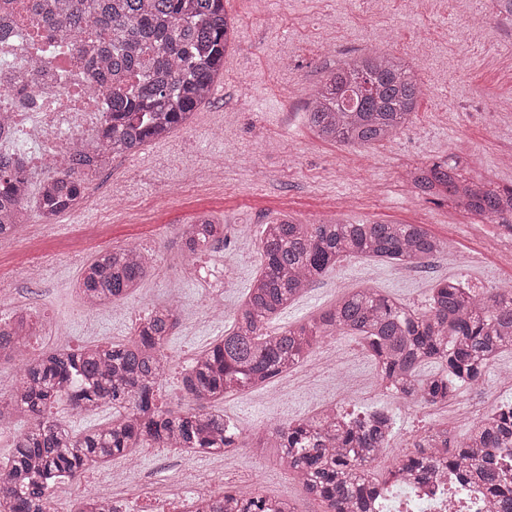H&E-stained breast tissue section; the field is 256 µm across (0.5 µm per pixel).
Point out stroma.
<instances>
[{"label":"stroma","mask_w":512,"mask_h":512,"mask_svg":"<svg viewBox=\"0 0 512 512\" xmlns=\"http://www.w3.org/2000/svg\"><path fill=\"white\" fill-rule=\"evenodd\" d=\"M224 7L236 19L235 48L225 55L224 76L194 122L114 157L93 181V197H127L134 207L114 210L105 220L89 205L58 219L47 233L34 216L11 250L0 251V279L10 275L11 251L31 247L54 258L43 281H15L0 299V310L16 302L42 321L29 347L33 355L56 345L59 325L74 348L129 339L152 306L169 296L196 313L209 303L221 306L223 317L190 330L175 328L171 335V365L157 399L173 410L183 405L182 373L193 354L223 337L260 273L262 226L278 217L303 224L335 216L354 224H421L452 242L460 257L453 266L437 258L406 270L381 259H345L278 315L279 327L317 313L350 289L373 288L422 308L431 288L449 277L480 288L512 280V231L452 201L419 197L402 179L408 167L458 153L465 176L512 187V165L505 161L512 155V26L500 23L493 0H421L415 12L406 0H224ZM370 50L413 64L424 87L414 120L371 148L318 139L304 116L308 89L346 56ZM203 215L224 224L225 238L191 263L179 249V231ZM134 245L156 252V269L116 306L93 312L83 307L76 293L82 265L97 253ZM327 344L357 356L362 388L340 399L329 391L318 398L294 391L276 405L255 388L225 398L219 411L246 433L314 416L336 399L355 417L386 413L395 422L392 455L377 462V478L416 435L444 428L455 441L468 432V425L450 423L447 413L418 415L411 400L371 386L376 368L359 337L337 335ZM217 460L214 454L144 446L112 464L131 465L142 502L152 504L176 495V474ZM229 467L235 474L263 472L266 494L292 500L297 512L317 508L272 459L252 449H238Z\"/></svg>","instance_id":"stroma-1"}]
</instances>
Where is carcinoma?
<instances>
[{"label": "carcinoma", "mask_w": 512, "mask_h": 512, "mask_svg": "<svg viewBox=\"0 0 512 512\" xmlns=\"http://www.w3.org/2000/svg\"><path fill=\"white\" fill-rule=\"evenodd\" d=\"M44 34L74 43L99 74L112 77L101 126V147L131 154L142 145L187 126L224 71L233 24L224 0H40L29 2ZM423 89L412 67L389 53L348 58L310 92L308 119L318 138L347 145H378L416 112ZM458 160L414 168L406 178L423 195H446L469 212L512 230L509 198L457 173ZM31 172L0 165V237L13 236L15 212L24 208ZM37 215L53 224L87 186L67 168L39 182ZM188 258L224 241V225L200 218L183 226ZM264 267L232 316L224 338L196 353L184 373L185 407L158 404L156 388L168 364L165 349L178 323V306L155 305L123 343L67 345L28 355L36 323L28 312L0 325V361H22L20 379L0 399V423L23 417L27 427L0 461V512H47L53 487L96 463L133 453L141 443L188 452L268 444L278 464L323 512H374L383 486L393 479L421 485L448 473L482 484L488 512H512V403L478 421L448 448V430L424 432L414 450L377 480L371 466L390 447L393 419L384 413L339 419L321 414L245 434L212 410L300 366L324 339L338 332L361 338L383 384L404 398L438 407L459 388L478 387L498 355L512 349V287L482 294L448 278L432 289L428 307L395 302L373 288L344 292L307 320L270 330L276 316L312 284L351 256L424 266L448 251L419 224H350L339 219L301 224L283 218L262 227ZM156 257L123 247L87 261L79 281L82 302L96 308L140 287ZM437 364L429 375L424 369ZM67 397L72 412L102 405L114 410L104 427L75 434L49 414ZM213 512H296L286 500L257 488L248 497L226 493Z\"/></svg>", "instance_id": "obj_1"}]
</instances>
